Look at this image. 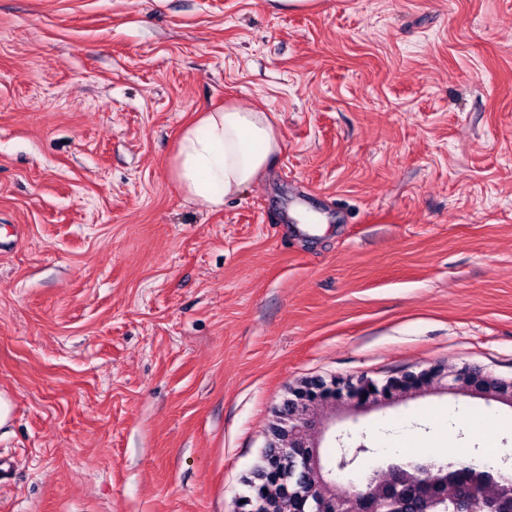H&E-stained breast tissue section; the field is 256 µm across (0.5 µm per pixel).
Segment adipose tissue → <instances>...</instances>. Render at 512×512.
Masks as SVG:
<instances>
[{"mask_svg": "<svg viewBox=\"0 0 512 512\" xmlns=\"http://www.w3.org/2000/svg\"><path fill=\"white\" fill-rule=\"evenodd\" d=\"M280 149V132L269 113L228 103L182 129L170 173L198 205L216 209L258 181Z\"/></svg>", "mask_w": 512, "mask_h": 512, "instance_id": "adipose-tissue-1", "label": "adipose tissue"}]
</instances>
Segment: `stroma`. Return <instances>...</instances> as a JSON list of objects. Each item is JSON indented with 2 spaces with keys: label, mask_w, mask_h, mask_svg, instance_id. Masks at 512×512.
I'll use <instances>...</instances> for the list:
<instances>
[{
  "label": "stroma",
  "mask_w": 512,
  "mask_h": 512,
  "mask_svg": "<svg viewBox=\"0 0 512 512\" xmlns=\"http://www.w3.org/2000/svg\"><path fill=\"white\" fill-rule=\"evenodd\" d=\"M227 101L281 151L206 210L170 162ZM436 364L512 378V0H0V512H233L291 387ZM322 444L512 471V407Z\"/></svg>",
  "instance_id": "1"
}]
</instances>
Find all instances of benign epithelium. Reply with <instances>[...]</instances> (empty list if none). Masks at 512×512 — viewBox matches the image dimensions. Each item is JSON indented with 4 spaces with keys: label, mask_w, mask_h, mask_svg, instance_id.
<instances>
[{
    "label": "benign epithelium",
    "mask_w": 512,
    "mask_h": 512,
    "mask_svg": "<svg viewBox=\"0 0 512 512\" xmlns=\"http://www.w3.org/2000/svg\"><path fill=\"white\" fill-rule=\"evenodd\" d=\"M473 367L462 366L450 370L435 365L418 373L406 372L388 378L379 384L357 378H334L330 381L312 379L291 389L287 403H296L309 410L304 416H286L284 406L274 411V419L267 433V447L278 448L283 455L293 453L311 471L314 481L309 484V495L316 512H354V499L336 490L330 473L329 458L322 456L321 440L313 433L325 436L336 419H326L320 412L336 408L349 416L395 405L401 399L430 393H450L483 396L512 404V378L505 379L483 374V384L471 382Z\"/></svg>",
    "instance_id": "7a95c632"
}]
</instances>
